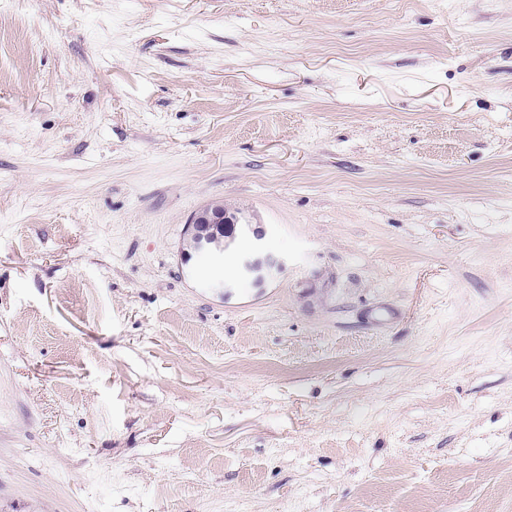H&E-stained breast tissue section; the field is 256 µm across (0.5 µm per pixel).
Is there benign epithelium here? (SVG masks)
Returning <instances> with one entry per match:
<instances>
[{
  "instance_id": "1",
  "label": "benign epithelium",
  "mask_w": 512,
  "mask_h": 512,
  "mask_svg": "<svg viewBox=\"0 0 512 512\" xmlns=\"http://www.w3.org/2000/svg\"><path fill=\"white\" fill-rule=\"evenodd\" d=\"M188 237L194 240L195 256H204L221 264L224 259L212 255V243L220 237L231 241L236 237H252L251 246L246 251H232L236 256L239 278L255 286L280 271L284 258L266 251V231L261 227H252L245 217L222 207H206L197 213L187 224Z\"/></svg>"
}]
</instances>
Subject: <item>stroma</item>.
<instances>
[{
	"label": "stroma",
	"instance_id": "stroma-1",
	"mask_svg": "<svg viewBox=\"0 0 512 512\" xmlns=\"http://www.w3.org/2000/svg\"><path fill=\"white\" fill-rule=\"evenodd\" d=\"M0 58V512H512V0H0ZM189 239L194 240L195 256H204L212 260L215 265L224 263L222 258L212 255V243L219 237L228 241L235 237H252L251 246L247 251L233 250L237 260L239 278L253 286L261 285L264 280L280 271L284 258L266 251V231L261 227L252 228L251 222L238 213H230L224 207H205L197 213L187 224Z\"/></svg>",
	"mask_w": 512,
	"mask_h": 512
}]
</instances>
